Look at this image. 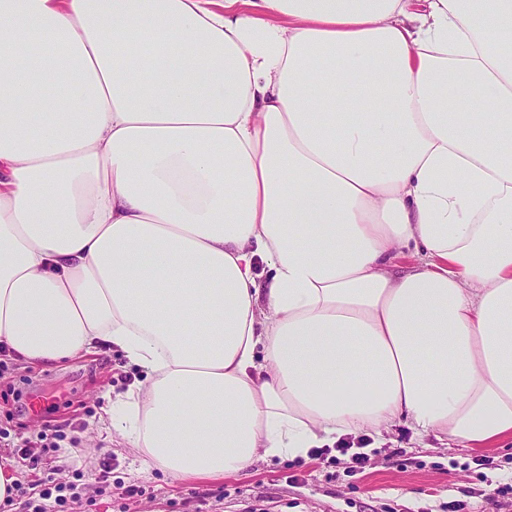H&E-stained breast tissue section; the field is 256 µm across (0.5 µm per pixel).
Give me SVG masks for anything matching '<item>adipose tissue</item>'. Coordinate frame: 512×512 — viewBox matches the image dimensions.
I'll return each instance as SVG.
<instances>
[{
	"instance_id": "adipose-tissue-1",
	"label": "adipose tissue",
	"mask_w": 512,
	"mask_h": 512,
	"mask_svg": "<svg viewBox=\"0 0 512 512\" xmlns=\"http://www.w3.org/2000/svg\"><path fill=\"white\" fill-rule=\"evenodd\" d=\"M103 347L179 480L512 439V0H0V350Z\"/></svg>"
}]
</instances>
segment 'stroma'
I'll return each mask as SVG.
<instances>
[{"label": "stroma", "instance_id": "35a3bbf8", "mask_svg": "<svg viewBox=\"0 0 512 512\" xmlns=\"http://www.w3.org/2000/svg\"><path fill=\"white\" fill-rule=\"evenodd\" d=\"M140 369L119 350L79 355L54 366L0 367V450L18 453L48 425L65 435L24 483L76 482L79 499L67 512H512V442L459 448L436 433L422 437L402 424L381 436L345 438L344 449L307 456L258 457L236 475L180 482L158 468L141 470L127 451H112L97 420L108 394L126 391ZM81 438L79 445L69 435ZM366 452L359 466L354 455ZM109 462V481L99 478Z\"/></svg>", "mask_w": 512, "mask_h": 512}]
</instances>
